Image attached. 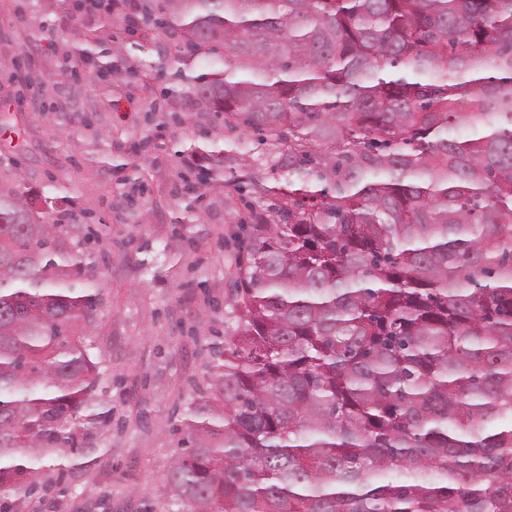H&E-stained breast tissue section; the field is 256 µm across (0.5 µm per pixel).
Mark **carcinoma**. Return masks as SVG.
<instances>
[{"label": "carcinoma", "mask_w": 512, "mask_h": 512, "mask_svg": "<svg viewBox=\"0 0 512 512\" xmlns=\"http://www.w3.org/2000/svg\"><path fill=\"white\" fill-rule=\"evenodd\" d=\"M127 30L243 131L183 181L252 195L175 505L512 512V0H143ZM44 199L0 180V495L110 414L89 235Z\"/></svg>", "instance_id": "cac0c4a2"}]
</instances>
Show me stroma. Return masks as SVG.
<instances>
[{
	"mask_svg": "<svg viewBox=\"0 0 512 512\" xmlns=\"http://www.w3.org/2000/svg\"><path fill=\"white\" fill-rule=\"evenodd\" d=\"M70 31L59 12L39 14L32 0H0V113L22 115L0 128V175L20 166L34 195L57 183L77 223L95 233L94 341L110 418L83 450L54 451L39 475L45 492L18 495L14 512H165L176 426L224 339L235 236L248 210L237 187L201 196L181 178L184 147L222 133L223 115L164 96L176 84L168 75L151 95L136 82L98 84L76 51L71 70L56 75ZM30 60L54 74L46 94L54 111L14 82ZM12 141L26 147L16 164L6 152Z\"/></svg>",
	"mask_w": 512,
	"mask_h": 512,
	"instance_id": "35a3bbf8",
	"label": "stroma"
}]
</instances>
